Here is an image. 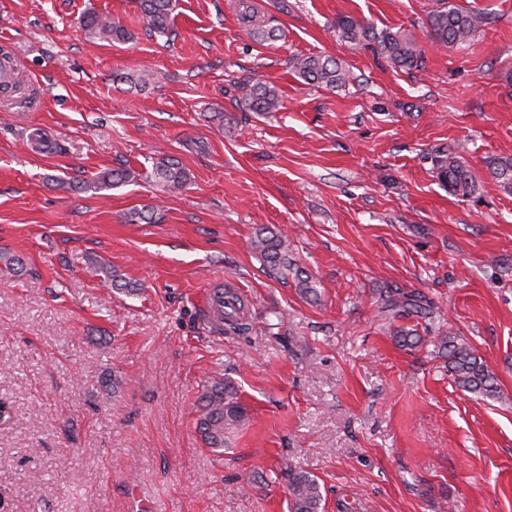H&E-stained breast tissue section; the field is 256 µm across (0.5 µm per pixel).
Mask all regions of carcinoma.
Masks as SVG:
<instances>
[{
    "mask_svg": "<svg viewBox=\"0 0 512 512\" xmlns=\"http://www.w3.org/2000/svg\"><path fill=\"white\" fill-rule=\"evenodd\" d=\"M144 28L149 34L165 36L170 28L172 0H140ZM239 15L243 22L252 27L254 35L262 39L276 36L275 28L264 25V20L251 0H238ZM89 36L109 43L128 40V32L107 15L88 12L81 19ZM486 24L485 13L474 8L454 6L447 2L428 18V36L434 43L442 45L462 44L470 41ZM341 38L353 48H362L374 41L395 68L413 69L421 65L425 51L411 35L400 30L376 34L363 23L349 17L338 21ZM292 71L309 84L326 87H341L350 78V71L336 59L320 55L298 56L290 61ZM14 64L11 53L0 48V93L10 89L14 92L21 86L14 79ZM240 96L234 98L236 105H244L252 112L268 114L281 106L280 95L275 87L259 79L248 77L237 86ZM433 168L437 179L448 188V192L469 197L477 191V181L471 167L460 152L451 148H437L433 153ZM492 178L507 190H512V156L492 157L486 162ZM151 176L168 192H180L190 183V175L182 163L174 157H163L153 163ZM133 178V172L126 167L100 172L94 181V189L103 191L121 186ZM128 224H150L156 222V215L148 207L133 208L124 217ZM251 248L260 256L263 264L274 274L284 279L292 273L297 286L310 295L313 286L302 277V271L288 254V244L280 232L269 228L259 229ZM224 299V322L235 329L241 328L237 314L244 310V303L233 293L219 292ZM382 312L391 319L399 320L415 316L425 319L431 313V304L415 292L395 288L382 296ZM395 341L402 347H415L423 337L414 328L397 327ZM447 351L448 372L455 383L464 391L486 398L499 396L497 378L474 349L464 343H456L448 337L440 338ZM248 420V412L241 403L235 385L225 379L213 380L206 386L201 397L200 415L197 420L198 432L208 448L217 452L224 449V433L229 427H239ZM280 472L288 476L289 512H321L322 494L317 477L309 472L297 470L283 462Z\"/></svg>",
    "mask_w": 512,
    "mask_h": 512,
    "instance_id": "obj_1",
    "label": "carcinoma"
}]
</instances>
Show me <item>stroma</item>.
<instances>
[{
    "mask_svg": "<svg viewBox=\"0 0 512 512\" xmlns=\"http://www.w3.org/2000/svg\"><path fill=\"white\" fill-rule=\"evenodd\" d=\"M252 2L279 39L256 41L234 0H177L169 39L137 0H0V46L37 92L0 100V252L21 260L0 262V512H288L284 459L317 476L325 512H512V193L485 164L512 155V0H450L489 22L449 46L428 42L441 0ZM90 11L129 40L88 36ZM342 16L412 34L422 65L351 48ZM313 54L345 62L346 86L290 70ZM144 72L159 81L114 79ZM253 74L278 112L232 104ZM439 147L468 161L473 196L439 183ZM167 156L182 193L140 176ZM122 163L135 179L91 188ZM135 206L162 222L124 223ZM262 227L287 235L317 301L263 272ZM216 288L243 297L246 330L212 324ZM390 288L433 302L434 341L394 342ZM442 336L485 361L498 398L455 384ZM221 378L249 420L218 454L196 422Z\"/></svg>",
    "mask_w": 512,
    "mask_h": 512,
    "instance_id": "stroma-1",
    "label": "stroma"
}]
</instances>
